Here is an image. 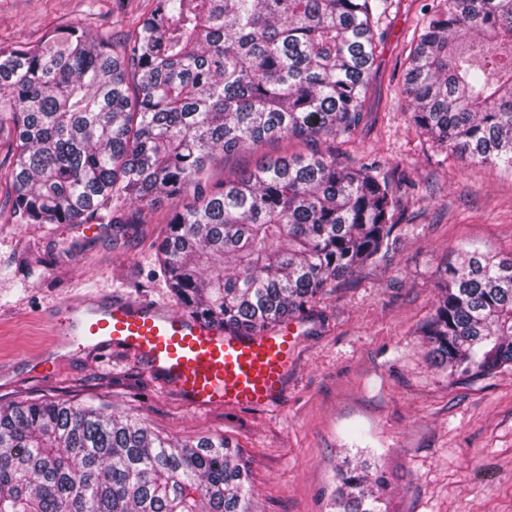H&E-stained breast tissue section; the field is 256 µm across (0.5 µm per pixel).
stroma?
I'll return each mask as SVG.
<instances>
[{
    "label": "stroma",
    "mask_w": 512,
    "mask_h": 512,
    "mask_svg": "<svg viewBox=\"0 0 512 512\" xmlns=\"http://www.w3.org/2000/svg\"><path fill=\"white\" fill-rule=\"evenodd\" d=\"M433 0H392L364 113L350 141L292 139L217 153L210 189L259 158L332 151L378 161L414 187L400 201L393 252L333 282L301 314L298 355L271 409H195L137 361L56 354L52 377L34 360L56 353L52 313L89 291L175 305L158 261L169 217L192 195L128 206L118 224H25L12 205L14 132L0 129V407L58 400L128 415L177 441L224 437L248 469L252 512H330L344 457L364 451L384 473L387 512H512V369L474 381L449 376L421 334L439 285L463 251L512 255V171L439 149L402 94L409 55ZM152 0H0V48L35 46L52 30L109 32L113 51Z\"/></svg>",
    "instance_id": "obj_1"
}]
</instances>
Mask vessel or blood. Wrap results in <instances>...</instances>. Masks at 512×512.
I'll return each instance as SVG.
<instances>
[{
  "label": "vessel or blood",
  "mask_w": 512,
  "mask_h": 512,
  "mask_svg": "<svg viewBox=\"0 0 512 512\" xmlns=\"http://www.w3.org/2000/svg\"><path fill=\"white\" fill-rule=\"evenodd\" d=\"M64 347L138 360L163 388L198 408H259L284 394L299 334L224 329L182 309L105 295L67 302L52 317Z\"/></svg>",
  "instance_id": "b4317fda"
}]
</instances>
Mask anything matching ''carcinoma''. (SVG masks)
<instances>
[{
    "mask_svg": "<svg viewBox=\"0 0 512 512\" xmlns=\"http://www.w3.org/2000/svg\"><path fill=\"white\" fill-rule=\"evenodd\" d=\"M388 0H154L124 45L81 27L0 49V127L15 133L13 209L28 224L117 223L191 193L158 247L178 302L253 332L396 246L400 196L378 166L260 161L208 189L220 150L350 137ZM411 118L471 162L512 168V0H439L404 79ZM451 376L512 368V257L450 271L423 328ZM346 462L336 512H381L384 483ZM222 437L179 444L146 424L45 400L0 407V512H251Z\"/></svg>",
    "mask_w": 512,
    "mask_h": 512,
    "instance_id": "cac0c4a2",
    "label": "carcinoma"
}]
</instances>
